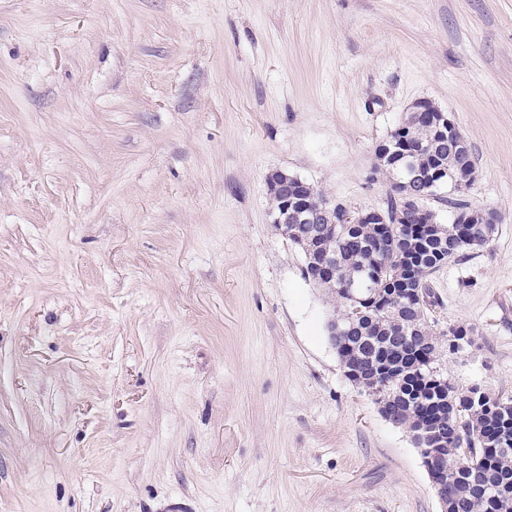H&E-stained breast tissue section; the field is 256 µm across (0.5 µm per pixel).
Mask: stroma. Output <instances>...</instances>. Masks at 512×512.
<instances>
[{
  "instance_id": "stroma-1",
  "label": "stroma",
  "mask_w": 512,
  "mask_h": 512,
  "mask_svg": "<svg viewBox=\"0 0 512 512\" xmlns=\"http://www.w3.org/2000/svg\"><path fill=\"white\" fill-rule=\"evenodd\" d=\"M428 100L493 240L429 278L512 394V0H0V512H441L345 375L281 170L382 208ZM421 112H408L405 118L398 123L387 140L397 143V148L405 150L412 148L417 150L420 166L438 167L447 172L459 170L473 171L475 169L474 156L466 139L459 133L448 131L456 127L441 111L432 104L419 108ZM435 112V123L441 132L448 135V139H440L437 129L428 120V113ZM457 130V129H456ZM463 138L467 143L465 149L457 148L456 140ZM456 173V174H457Z\"/></svg>"
}]
</instances>
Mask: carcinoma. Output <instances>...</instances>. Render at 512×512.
Instances as JSON below:
<instances>
[{"mask_svg":"<svg viewBox=\"0 0 512 512\" xmlns=\"http://www.w3.org/2000/svg\"><path fill=\"white\" fill-rule=\"evenodd\" d=\"M455 131L444 140L426 112H409L389 136L397 148L417 150L418 163L449 172L475 170L471 147L461 150ZM407 187L388 186L382 213L392 217ZM284 224L288 240L309 253L305 278L328 257L333 276L319 287L341 305L336 324L337 356L346 377L386 404L418 439L439 432L448 465L437 477L455 492L450 512H512V396H492L478 385L461 386L442 368L472 342L473 329L448 328L442 341L429 318L435 295L428 278L463 249L486 246L496 225L462 224ZM354 291L355 318L349 317Z\"/></svg>","mask_w":512,"mask_h":512,"instance_id":"obj_1","label":"carcinoma"}]
</instances>
